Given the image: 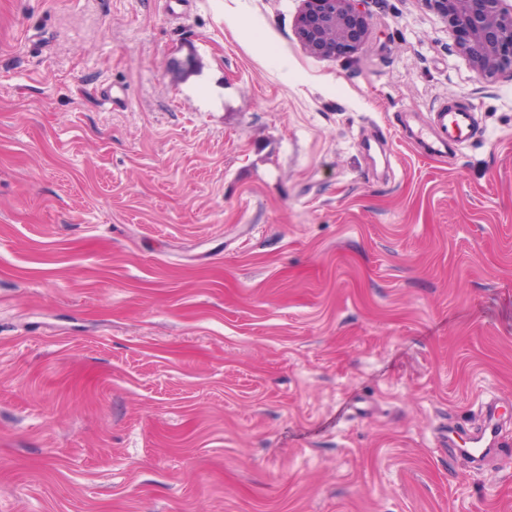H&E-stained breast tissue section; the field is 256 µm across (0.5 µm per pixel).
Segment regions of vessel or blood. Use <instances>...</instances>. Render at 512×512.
Instances as JSON below:
<instances>
[{
    "label": "vessel or blood",
    "mask_w": 512,
    "mask_h": 512,
    "mask_svg": "<svg viewBox=\"0 0 512 512\" xmlns=\"http://www.w3.org/2000/svg\"><path fill=\"white\" fill-rule=\"evenodd\" d=\"M475 131L474 114L468 109L446 102L432 112L428 123L405 124L406 137L423 145L427 155L444 157L463 144Z\"/></svg>",
    "instance_id": "1"
}]
</instances>
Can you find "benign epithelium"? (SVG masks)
I'll return each mask as SVG.
<instances>
[{
  "label": "benign epithelium",
  "mask_w": 512,
  "mask_h": 512,
  "mask_svg": "<svg viewBox=\"0 0 512 512\" xmlns=\"http://www.w3.org/2000/svg\"><path fill=\"white\" fill-rule=\"evenodd\" d=\"M296 30L313 54L346 56L358 49L369 29L365 0H302ZM458 38L478 74L512 77V3L509 0H424Z\"/></svg>",
  "instance_id": "benign-epithelium-1"
}]
</instances>
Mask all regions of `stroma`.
I'll return each mask as SVG.
<instances>
[{
	"label": "stroma",
	"instance_id": "1",
	"mask_svg": "<svg viewBox=\"0 0 512 512\" xmlns=\"http://www.w3.org/2000/svg\"><path fill=\"white\" fill-rule=\"evenodd\" d=\"M300 8L0 0V512H512V80ZM366 0H302L296 30L313 54L346 56L358 49L369 29ZM475 131L474 114L448 102L440 103L431 112V119L422 126L404 125L406 137L422 144L429 156L446 157L450 151L463 144Z\"/></svg>",
	"mask_w": 512,
	"mask_h": 512
}]
</instances>
